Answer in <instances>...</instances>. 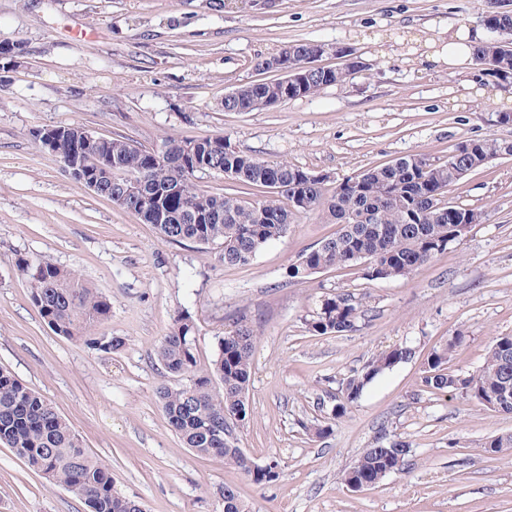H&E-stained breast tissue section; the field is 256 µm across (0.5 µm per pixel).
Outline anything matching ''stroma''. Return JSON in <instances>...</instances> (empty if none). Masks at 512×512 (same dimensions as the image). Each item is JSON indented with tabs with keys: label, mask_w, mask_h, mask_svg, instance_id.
<instances>
[{
	"label": "stroma",
	"mask_w": 512,
	"mask_h": 512,
	"mask_svg": "<svg viewBox=\"0 0 512 512\" xmlns=\"http://www.w3.org/2000/svg\"><path fill=\"white\" fill-rule=\"evenodd\" d=\"M484 0H0V42L17 64L0 73V367L40 393L145 512H224L236 486L251 512H512V457L485 450L512 433V416L423 387V363L455 335L451 372L483 364L512 336V158L470 173L449 200L486 210L409 275L370 282L359 268L289 279L290 264L338 226L302 216L246 266L219 248L168 242L63 173L34 139L81 124L145 147L168 136H221L238 151L287 161L328 186L410 154L446 159L463 140H512V84L480 82L424 64L431 22L483 29ZM297 41L355 49L364 63L320 94L254 112H227L225 94L276 79L257 62ZM21 256L76 269L112 304L98 330L125 338L116 353L57 335L29 300ZM360 304L356 331L312 334L323 299ZM196 321L201 364L216 338L247 315L258 336L238 445L279 477L254 484L223 460L186 448L156 397L155 350L181 314ZM410 361L376 380L333 418L343 381L398 345ZM330 425L324 439L307 427ZM409 443L402 471L354 491L339 480L377 437ZM0 512H88L15 450L0 445Z\"/></svg>",
	"instance_id": "stroma-1"
}]
</instances>
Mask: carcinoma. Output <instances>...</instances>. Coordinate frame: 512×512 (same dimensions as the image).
I'll return each mask as SVG.
<instances>
[{
  "mask_svg": "<svg viewBox=\"0 0 512 512\" xmlns=\"http://www.w3.org/2000/svg\"><path fill=\"white\" fill-rule=\"evenodd\" d=\"M497 0H487L483 24L487 36L474 48L473 59L482 77L499 82L512 80V13L502 12ZM315 42L292 43L279 52L290 69H301ZM347 66L320 68L304 88L314 96L326 87L344 82ZM278 82L257 81L236 88L234 106L250 111L252 102L276 94ZM288 95L290 99L302 96ZM35 140L41 149L57 154L60 167L77 164L72 178L82 183L97 177L100 166L112 159V175L100 179L96 194L154 225L170 241H190L222 248V261L230 266L250 264L269 242L288 233L302 214L324 211L340 229L332 237L305 250L288 267V277L305 280L322 271L363 266L369 281L403 277L447 250L468 229L487 220L485 210L455 204L448 192L469 173L485 167L504 154L512 156V141L493 137L468 139L457 165L439 162L421 154L370 167L346 177L329 189L325 181L311 178L286 161L269 162L230 149L224 137L184 139L167 137L163 158L123 137H95L83 126L71 124L43 129ZM214 168L240 186L281 190L269 192L260 201H248L236 193L211 194L199 188L197 179ZM131 178L145 183L150 202H119ZM300 205L290 209L294 201ZM18 267L30 288V299L42 319L58 335L82 340L106 352L125 345L121 336H98L96 332L112 312L109 300L87 287L74 269H64L38 258L21 257ZM359 309L352 296L340 294L322 301L308 322L309 330L321 336H341L357 330ZM196 324L189 313L180 316L159 342L156 354L165 372L182 380L156 389L158 402L169 424L186 447L199 455L224 459L255 484L279 477L277 465L256 464L236 440L234 432L249 416L246 392L253 367L258 336L243 316L233 330L218 337L211 364L200 365L195 348ZM464 341L452 337L425 361L421 383L450 396L477 400L494 412L512 415V336L496 338L480 369L460 377L448 373V360ZM404 345L371 360L342 383V398L334 415L347 414L365 389L394 366L414 357ZM240 415L228 427L226 416ZM0 444L12 448L47 481L83 499L90 512H142L139 502L115 489L112 471L94 460L82 441L55 408L38 392L0 368ZM409 445L401 440H376L362 449L354 464L341 476L353 490L374 486L386 476L404 469ZM489 454L512 452V433L491 437ZM224 512H250L238 489L224 486Z\"/></svg>",
  "mask_w": 512,
  "mask_h": 512,
  "instance_id": "cac0c4a2",
  "label": "carcinoma"
}]
</instances>
